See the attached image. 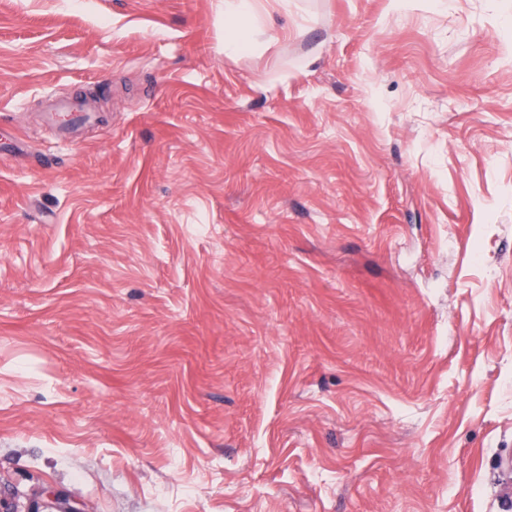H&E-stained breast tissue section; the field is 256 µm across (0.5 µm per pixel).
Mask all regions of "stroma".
Listing matches in <instances>:
<instances>
[{"mask_svg": "<svg viewBox=\"0 0 512 512\" xmlns=\"http://www.w3.org/2000/svg\"><path fill=\"white\" fill-rule=\"evenodd\" d=\"M255 25L228 55L223 0H0V491L501 512L512 0Z\"/></svg>", "mask_w": 512, "mask_h": 512, "instance_id": "1", "label": "stroma"}]
</instances>
